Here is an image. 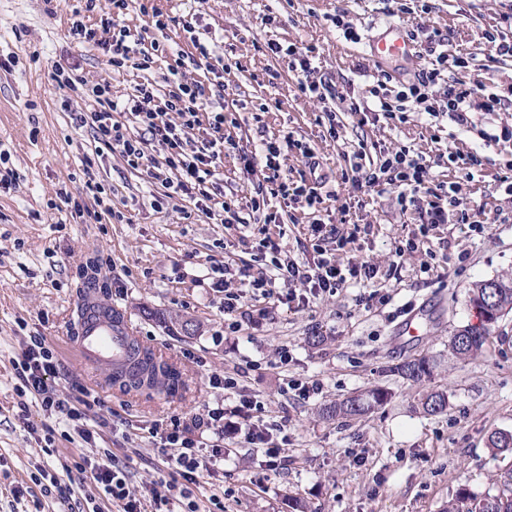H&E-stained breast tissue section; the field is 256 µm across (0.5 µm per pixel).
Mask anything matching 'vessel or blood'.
I'll list each match as a JSON object with an SVG mask.
<instances>
[{
	"label": "vessel or blood",
	"mask_w": 512,
	"mask_h": 512,
	"mask_svg": "<svg viewBox=\"0 0 512 512\" xmlns=\"http://www.w3.org/2000/svg\"><path fill=\"white\" fill-rule=\"evenodd\" d=\"M370 50L374 58L384 62L409 58L415 54L416 46L405 26L393 22L372 37ZM131 337L127 326L113 325L93 301L81 322V334L73 345V352L82 363L108 369L127 357Z\"/></svg>",
	"instance_id": "b4317fda"
}]
</instances>
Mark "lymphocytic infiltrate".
Returning a JSON list of instances; mask_svg holds the SVG:
<instances>
[{
  "mask_svg": "<svg viewBox=\"0 0 512 512\" xmlns=\"http://www.w3.org/2000/svg\"><path fill=\"white\" fill-rule=\"evenodd\" d=\"M113 17L106 25L112 30L110 39L102 41L96 29L83 21H73L72 35L87 43L100 44L110 52L114 68L127 66L139 70L149 69L153 54L159 51V43H152L150 50H138L131 44L129 28L117 24V16L127 9V0H111ZM270 55L288 60L299 92L306 97L323 102V114L328 121L329 136H336L338 124L334 103H342L346 111L385 121L389 124L404 122L406 113L419 112L436 118L449 115L463 131L476 134L486 142L503 139L512 141V127L492 134L477 128L470 118L474 112H495L502 104V97L491 87L459 79L444 81L448 70L466 69L463 56L438 54L430 67L419 73L414 80L401 84L399 90H391V77L376 73L368 93L358 99L337 95L335 89L322 79L316 66L314 46L281 45L268 43ZM181 57L171 55L168 71L173 83L167 92H160L152 83L138 84L133 93L121 96L113 93L110 82H91L79 76L57 71L55 81L77 97L91 102L92 110L78 113L76 120L89 127L95 141L117 151L134 170H146L151 179L161 181L168 198L184 197L208 218L228 227L249 229L259 255H270L272 273L251 275L248 270L232 272L230 267L212 268V285L224 294L226 315L238 313L245 293L265 298L273 297L277 283L299 285L311 296H333L346 287L372 283L378 274L375 265L344 263L339 252L354 242L360 226L344 230L336 224L314 220L311 225L313 255L297 261L283 257L282 250L269 233L270 225L279 223L273 200H282L285 207L300 204L310 209H320L323 203L321 181L295 179L286 175L284 166L289 152H297L309 169H317L320 162L314 148L292 135L262 138L259 150L245 149L232 134L237 125L235 111L210 105L205 89L197 83H186L180 78ZM130 113L139 127L130 132L126 125L114 121L115 111ZM153 146L155 155H162V162H155V155H147L146 146ZM234 155L246 172L262 170V185L253 194L241 197L224 192L222 161ZM433 163L403 145L395 150H380L376 164L365 171L359 188L392 187L401 213L413 214L418 232L408 238L406 245L419 247L430 230L442 224H463L472 231H483L482 221L476 220L462 194V185L430 184L428 174ZM25 392L39 402L43 411L65 417L63 437L77 436L88 445H95L98 432L88 427L85 415L62 398L56 387L57 360L43 336L31 337L30 342L16 365ZM259 406L251 399H240L232 413L248 419L245 434L248 444L264 445L268 467L278 468L286 463V450L272 443L269 430L264 424L252 423L251 417ZM164 461L173 477L194 485L200 474L216 480L224 475V450L220 445L204 448L200 439L190 436L187 426L179 418H171L168 428L160 436ZM65 473L76 472L93 481L102 491L108 503L120 507L121 512H145V503L155 508L168 504L167 496L161 495L153 485L134 487L130 480L128 464L117 461L111 451L100 457L83 456L73 462H62Z\"/></svg>",
  "mask_w": 512,
  "mask_h": 512,
  "instance_id": "lymphocytic-infiltrate-1",
  "label": "lymphocytic infiltrate"
}]
</instances>
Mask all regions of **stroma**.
<instances>
[{
    "label": "stroma",
    "mask_w": 512,
    "mask_h": 512,
    "mask_svg": "<svg viewBox=\"0 0 512 512\" xmlns=\"http://www.w3.org/2000/svg\"><path fill=\"white\" fill-rule=\"evenodd\" d=\"M142 0H128L120 22L145 42L157 41L180 51V72L203 84L213 103L236 110L233 134L247 148L262 134H293L314 147L318 175L327 191L321 217L339 220L348 198L345 160L359 141L384 149L407 145L434 156L446 151L485 156L481 176L464 179L463 171L440 165L431 183L459 181L483 233L461 224L430 232L414 252H399L415 226L400 215L392 192L360 194L357 214L370 231L358 234L341 258L369 262L379 269L372 288L350 287L336 295L287 303L245 298L238 327L229 330L224 296L207 277L213 264H229L250 273L266 270L244 230L224 228L198 212L189 200L165 199L160 183L132 170L118 152L94 141L89 128L75 119L87 108L58 87L56 70L76 71L91 80H106L118 93L152 82L165 88L168 58L156 57L145 71L113 70L102 47L73 38L76 12L100 28L111 11L100 0L95 11L85 0H0V151L17 175L15 185L0 191V512H117L94 485L74 478L70 497L14 500L10 490L31 485L39 468L60 471L61 459L87 454L84 443L56 438L59 453L43 454V434L24 429L20 417L57 426L32 396H20L14 364L30 335L46 336L57 359V388L72 401H85L89 426L98 427L104 447L129 463L134 485L155 483L165 490L170 471L152 429H164L171 416L186 419L216 408H230L240 397L261 401V418L274 429L275 440H287L288 465L268 470L261 449L244 440L243 419L224 427V479L201 478L192 499L170 498L169 512H185L188 501L210 512L219 496L224 512H291L301 498L313 512H441L460 486L485 493L493 490L499 470L512 454L488 446L496 432L512 433V313L498 323L481 356L469 362L448 357L446 344L457 326L474 321L468 290L475 282L512 273V195L499 185L512 175L506 166L512 144L487 146L461 131L446 116L427 119L409 113L406 123H360L339 113V136L330 138L322 119L323 105L301 94L285 59L272 57L267 44L316 45L320 69L339 92L356 97L371 84L378 64L367 41L391 22L387 0H153L170 18L167 29L148 27ZM512 0H414L400 24H423L444 36L442 49L469 61L462 77L496 89L512 84V57H494L488 32ZM362 36L354 44L337 37L336 13ZM197 36L214 40L209 65H200L184 22ZM278 79H270V72ZM269 104L257 113L258 104ZM110 188L113 216H97L92 198L83 196L88 176ZM81 202L82 215L72 204ZM309 209L295 208L283 226L279 244L292 258L311 257ZM96 262L108 285L106 303L121 309L141 342L159 348L183 372L177 398L126 395L109 385L106 373L95 374L67 351L77 337L84 288L83 269ZM389 295L388 304L371 291ZM415 316L417 336L400 327ZM191 321L193 334L179 327ZM288 348V363L277 351ZM433 357L438 361L432 388L448 393L447 409L427 415L418 406L422 386L403 380L393 368L400 362ZM237 379L236 390L213 388L212 375ZM318 383V394L302 399L289 382ZM393 398L364 417L323 418L324 407L375 387Z\"/></svg>",
    "instance_id": "obj_1"
}]
</instances>
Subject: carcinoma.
<instances>
[{"instance_id":"carcinoma-1","label":"carcinoma","mask_w":512,"mask_h":512,"mask_svg":"<svg viewBox=\"0 0 512 512\" xmlns=\"http://www.w3.org/2000/svg\"><path fill=\"white\" fill-rule=\"evenodd\" d=\"M470 309H491L490 323L475 325L467 323L455 329L448 338V357L467 361L481 354L484 345L493 334L496 323L512 312V275L482 280L473 285L468 294ZM132 363L128 367H114L109 382L120 391L142 393L156 391L167 398L179 395L183 387L182 374L177 367L158 355L155 348L131 339ZM434 363L426 357L406 360L394 371L413 383L432 379ZM391 398V393L382 387L347 397L325 408L326 419H356L366 415L372 408L382 406ZM421 409L428 415L444 412L448 406V394L442 390L426 391L419 401ZM496 492L477 494L466 487L457 489L448 499L442 512H512V467L504 469L496 480Z\"/></svg>"}]
</instances>
